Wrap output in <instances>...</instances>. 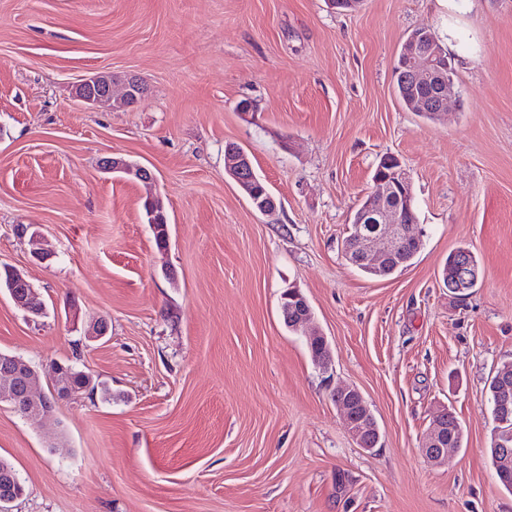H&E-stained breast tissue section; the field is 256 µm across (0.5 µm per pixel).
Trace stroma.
Wrapping results in <instances>:
<instances>
[{
  "instance_id": "1",
  "label": "stroma",
  "mask_w": 512,
  "mask_h": 512,
  "mask_svg": "<svg viewBox=\"0 0 512 512\" xmlns=\"http://www.w3.org/2000/svg\"><path fill=\"white\" fill-rule=\"evenodd\" d=\"M427 27L456 105L406 111L393 66ZM142 80L122 108L84 79ZM241 146L277 207L224 171ZM408 171L422 247L388 278L346 261L380 156ZM119 158L153 182L104 170ZM160 199L158 250L142 203ZM49 252L32 259L17 226ZM465 247L479 279L443 280ZM47 313L0 290V352L47 378L93 377L40 422L0 403V456L26 487L11 512H512L490 459L488 384L512 361V0H0V265ZM308 299L332 368L286 327ZM107 320L99 342L90 327ZM359 389L379 430L359 448L332 399ZM443 409L463 430L442 464L421 444ZM8 294L17 308L27 312L33 317H40L45 313V306H39L37 304L39 295L32 284H30V288L28 286L17 288L10 284ZM291 293H283L281 302V311L290 328H299L308 323L312 317V309L306 297L299 289L291 290ZM299 310L296 315L293 311Z\"/></svg>"
}]
</instances>
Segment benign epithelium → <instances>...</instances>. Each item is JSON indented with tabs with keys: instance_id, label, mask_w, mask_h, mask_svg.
I'll use <instances>...</instances> for the list:
<instances>
[{
	"instance_id": "7a95c632",
	"label": "benign epithelium",
	"mask_w": 512,
	"mask_h": 512,
	"mask_svg": "<svg viewBox=\"0 0 512 512\" xmlns=\"http://www.w3.org/2000/svg\"><path fill=\"white\" fill-rule=\"evenodd\" d=\"M399 58L410 72L409 93L411 106L418 112L439 115L448 111V92L453 78L442 56L425 37V30L418 28L406 40ZM77 97L90 105H97L108 97H117L129 103L139 100L137 83L130 79L120 89H115L111 79L98 75L77 87ZM104 168L132 176L146 182L152 179L150 171L142 166H132L121 159L103 161ZM224 170L227 175L249 193L252 205L261 212L275 208L270 193L260 197L252 193V186L259 184L258 177L247 154L233 146L225 150ZM375 191L362 199L359 216L344 245L346 260L353 265L385 267L410 241L421 243L420 232L411 214L412 180L403 165L390 173L374 179ZM455 292L464 293L478 281V271L469 261L458 267L455 275ZM8 294L14 305L34 317L45 313V306L37 304L39 295L32 287L9 286ZM281 311L290 327L299 328L308 323L312 309L306 297L298 289L282 295ZM313 348L320 351L316 365L326 371L331 366V357L325 336L309 337ZM38 372L25 360L9 354H0V401L12 404L25 418L38 422L47 416L55 405L64 399L76 396L73 390L71 371L61 363L52 366L48 391L35 393ZM336 406L345 411L349 430L360 447L371 450L379 443L377 421L363 394L349 384L340 385L339 394L333 395ZM450 412L444 410L432 417L430 433L422 445V452L433 463L439 464L451 449L447 448L448 419ZM24 494L17 471L6 469L0 473V509Z\"/></svg>"
}]
</instances>
